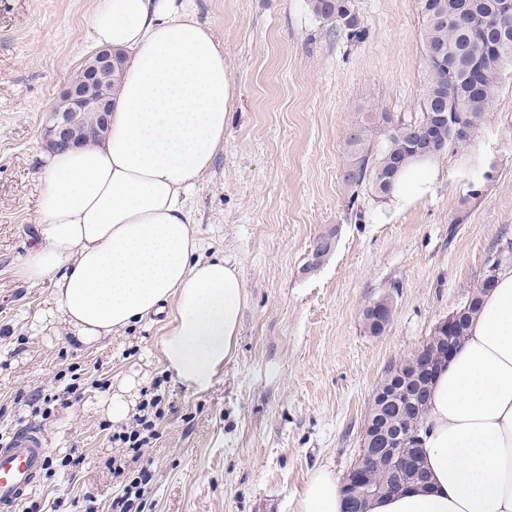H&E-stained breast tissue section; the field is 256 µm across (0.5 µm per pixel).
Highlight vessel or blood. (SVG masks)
<instances>
[{"instance_id": "b4317fda", "label": "vessel or blood", "mask_w": 512, "mask_h": 512, "mask_svg": "<svg viewBox=\"0 0 512 512\" xmlns=\"http://www.w3.org/2000/svg\"><path fill=\"white\" fill-rule=\"evenodd\" d=\"M46 438L33 427L0 443V512H19L35 491L46 463Z\"/></svg>"}]
</instances>
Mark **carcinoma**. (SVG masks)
<instances>
[{
	"instance_id": "cac0c4a2",
	"label": "carcinoma",
	"mask_w": 512,
	"mask_h": 512,
	"mask_svg": "<svg viewBox=\"0 0 512 512\" xmlns=\"http://www.w3.org/2000/svg\"><path fill=\"white\" fill-rule=\"evenodd\" d=\"M498 0H417L422 21L421 38L428 62V77L420 101V112L409 121L393 120L383 112L371 121L350 128L346 144L351 161L344 182L351 191V213L362 219L355 207L359 190L370 186L375 195L389 197L396 189L403 171L416 163L433 161L449 147H460L485 118L498 91L507 66H512V14L497 11ZM314 15L330 30L351 43L364 41L366 31L354 12L351 0H308ZM446 112L450 124L465 129V134L443 127L440 139L444 145L424 156L413 151L424 146L437 125V115ZM379 129L384 146L374 152L373 131ZM502 264L495 256L482 282L467 292L454 310L450 324L438 323L428 343L435 347L443 337L461 343L468 336L470 323L482 307L486 292L496 283V272ZM432 390L433 381L423 383L414 374L409 357L387 371L377 389L367 423L372 425L376 447L384 448L396 432L422 424L428 399L416 401L407 410L409 397L421 385Z\"/></svg>"
}]
</instances>
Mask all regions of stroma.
Returning a JSON list of instances; mask_svg holds the SVG:
<instances>
[{"label":"stroma","mask_w":512,"mask_h":512,"mask_svg":"<svg viewBox=\"0 0 512 512\" xmlns=\"http://www.w3.org/2000/svg\"><path fill=\"white\" fill-rule=\"evenodd\" d=\"M367 30L350 43L307 0H190L224 47L232 108L224 148L192 192L203 253L237 266L246 304L232 363L210 389L167 386L177 406L145 457L154 483L144 512H300L312 476L343 474L387 369L431 335L512 243V69L466 145L436 160L428 192L402 205L359 192L349 218L343 173L349 129L368 113L416 116L428 73L415 0H352ZM94 0H0V435L40 428L55 459L30 502L106 512L117 485L110 422L95 408L134 366L164 375L159 344L169 319L135 323L85 347L64 325L34 328L52 301L49 282L16 268L36 230L37 154L50 110L92 47ZM338 236L317 270L314 241ZM393 299L379 336L362 314ZM79 397L50 417L33 391ZM77 467H61L69 451Z\"/></svg>","instance_id":"stroma-1"}]
</instances>
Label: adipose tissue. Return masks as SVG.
<instances>
[{"mask_svg": "<svg viewBox=\"0 0 512 512\" xmlns=\"http://www.w3.org/2000/svg\"><path fill=\"white\" fill-rule=\"evenodd\" d=\"M94 45L126 54L106 137L39 153L37 237L16 273L50 280L41 324L91 345L175 310L160 342L173 381L208 390L233 359L245 291L238 269L204 257L191 191L224 147L231 75L188 0H95ZM148 374L130 370L99 406L116 425L135 415ZM425 483L371 499L366 512H512V269L472 319L434 381L420 432ZM326 470L301 512H343Z\"/></svg>", "mask_w": 512, "mask_h": 512, "instance_id": "obj_1", "label": "adipose tissue"}]
</instances>
